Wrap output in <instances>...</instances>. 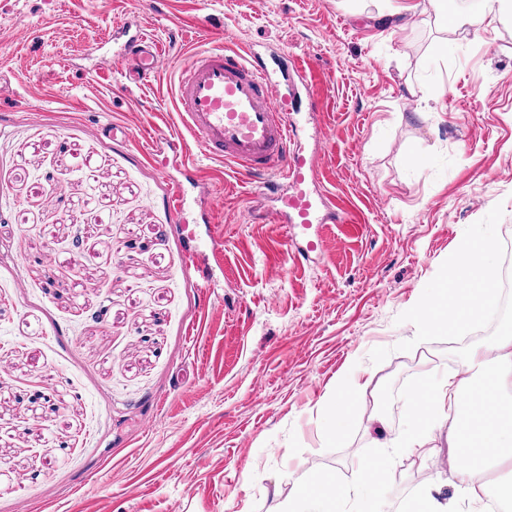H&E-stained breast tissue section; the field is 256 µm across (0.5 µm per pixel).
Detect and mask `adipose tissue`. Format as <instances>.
Returning <instances> with one entry per match:
<instances>
[{
	"mask_svg": "<svg viewBox=\"0 0 512 512\" xmlns=\"http://www.w3.org/2000/svg\"><path fill=\"white\" fill-rule=\"evenodd\" d=\"M498 261L488 239L467 244L451 261L448 278L435 293L436 304L417 311L426 330L467 324L493 306ZM466 371L449 374L417 400L414 424L396 439L401 447L429 455L436 428L447 427L448 445L468 460L459 471L464 500L477 504L487 487L485 466L512 464V325L504 326L492 344L472 347ZM347 492L335 481L318 478L309 490L289 499L282 512H340Z\"/></svg>",
	"mask_w": 512,
	"mask_h": 512,
	"instance_id": "ef3b65f1",
	"label": "adipose tissue"
}]
</instances>
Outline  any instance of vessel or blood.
<instances>
[{
	"label": "vessel or blood",
	"mask_w": 512,
	"mask_h": 512,
	"mask_svg": "<svg viewBox=\"0 0 512 512\" xmlns=\"http://www.w3.org/2000/svg\"><path fill=\"white\" fill-rule=\"evenodd\" d=\"M116 37L121 42L119 51L106 52L94 42L88 47L90 55L110 58L124 86H142L156 69L160 44L142 24L119 27ZM172 79L179 120L205 157L236 163L251 179L278 174V182L269 187L282 203L274 223L297 224L307 230L323 224L358 228L353 207L335 195L314 196L305 190V182L315 174L314 162L290 150L300 131L288 106L291 98L302 90L310 108L322 105L324 90L312 65H298L296 80L275 81L258 64L254 48L208 47L195 51L174 70ZM167 145L173 164L188 170L195 181H203L202 170L186 158L184 139L168 140ZM193 203L188 188L177 186L170 201L174 223H184ZM222 263V245L216 237L189 249L187 267L201 287H212L214 269Z\"/></svg>",
	"instance_id": "1"
}]
</instances>
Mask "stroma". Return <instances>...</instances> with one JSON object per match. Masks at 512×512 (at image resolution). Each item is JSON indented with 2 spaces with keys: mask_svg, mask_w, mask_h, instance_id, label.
Here are the masks:
<instances>
[{
  "mask_svg": "<svg viewBox=\"0 0 512 512\" xmlns=\"http://www.w3.org/2000/svg\"><path fill=\"white\" fill-rule=\"evenodd\" d=\"M417 2L0 0V512H278L314 477L365 480L371 405L399 433L465 370L464 333L421 336L412 312L466 242H512V21L454 30ZM138 15L162 50L129 90L86 48ZM217 31L321 74L323 110L298 142L322 149L306 189L363 227L324 226L294 260L285 238L304 236L273 223L278 201L187 139L207 177V210L187 219L208 217L224 251L204 294L171 222L165 138L182 130L172 73ZM344 374L378 388L334 438L323 406ZM447 435L427 460L387 449L373 474L386 512H424L428 488L455 503Z\"/></svg>",
  "mask_w": 512,
  "mask_h": 512,
  "instance_id": "stroma-1",
  "label": "stroma"
}]
</instances>
